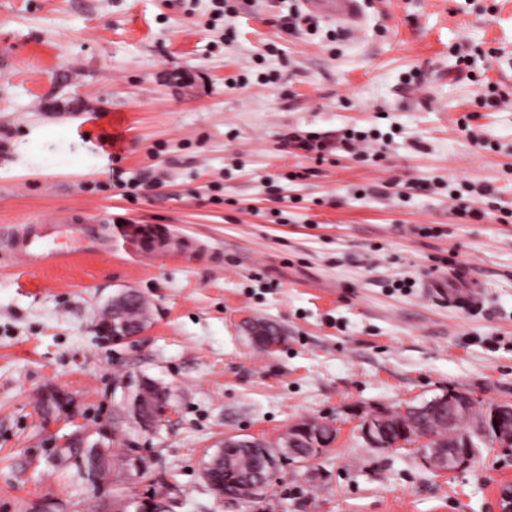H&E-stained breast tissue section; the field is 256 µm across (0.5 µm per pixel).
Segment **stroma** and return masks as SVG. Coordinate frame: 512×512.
<instances>
[{
    "mask_svg": "<svg viewBox=\"0 0 512 512\" xmlns=\"http://www.w3.org/2000/svg\"><path fill=\"white\" fill-rule=\"evenodd\" d=\"M231 3L216 21L211 0H0V512H106L156 492L175 512H243L208 489L205 453L309 419L335 441L283 466L252 512H500L512 448L439 477L371 447L360 420L449 389L512 402V104L479 105L486 82L512 92V0H363L360 23L320 16L313 33L281 26L299 0ZM461 44L495 54L461 71ZM351 127L383 133V160L337 149ZM463 180L494 187L484 219L451 212L444 186ZM407 181L421 187L403 200ZM66 214L190 247L148 258L117 237L71 267L22 264L16 226ZM402 278L414 286L394 289ZM432 278L477 288L476 304L432 297ZM129 288L151 320L116 344L98 324ZM246 317L283 327L281 348H256ZM127 373L169 386L176 408L149 435L122 425L150 475L75 480L54 452L117 418ZM52 390L70 406L47 419Z\"/></svg>",
    "mask_w": 512,
    "mask_h": 512,
    "instance_id": "stroma-1",
    "label": "stroma"
}]
</instances>
